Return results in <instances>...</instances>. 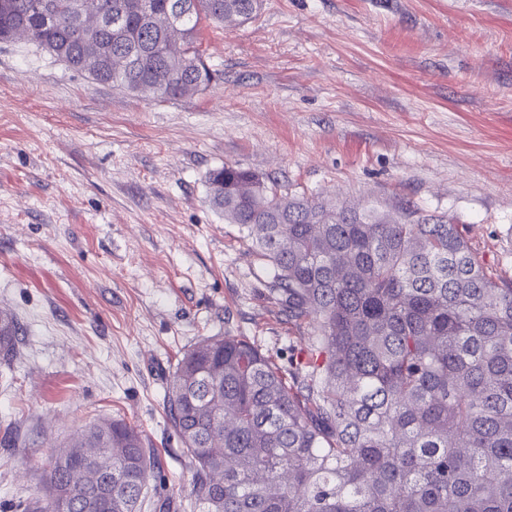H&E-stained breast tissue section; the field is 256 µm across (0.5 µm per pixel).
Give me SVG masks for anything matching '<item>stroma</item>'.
Wrapping results in <instances>:
<instances>
[{"label": "stroma", "instance_id": "35a3bbf8", "mask_svg": "<svg viewBox=\"0 0 512 512\" xmlns=\"http://www.w3.org/2000/svg\"><path fill=\"white\" fill-rule=\"evenodd\" d=\"M220 77L157 102L0 42V512L43 497L48 458L85 424L136 425L161 496L191 474L165 412L181 353L246 336L282 367L311 328L208 200L230 163L336 205L447 217L512 282V0H264L200 24ZM19 324L15 316L0 312V363H9L17 353Z\"/></svg>", "mask_w": 512, "mask_h": 512}]
</instances>
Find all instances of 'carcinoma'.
I'll list each match as a JSON object with an SVG mask.
<instances>
[{
  "mask_svg": "<svg viewBox=\"0 0 512 512\" xmlns=\"http://www.w3.org/2000/svg\"><path fill=\"white\" fill-rule=\"evenodd\" d=\"M144 3L156 22L133 0H91L124 21L89 51L72 0H0V42L22 36L95 83L165 101L217 77L196 47L201 20L246 22L262 6ZM206 183L314 339L291 384L244 336L182 354L166 412L193 491L162 512H512V283L486 272L457 225L409 203L338 207L231 164ZM19 330L0 312L1 362ZM159 472L136 426L98 420L54 451L43 498L16 512H141Z\"/></svg>",
  "mask_w": 512,
  "mask_h": 512,
  "instance_id": "1",
  "label": "carcinoma"
}]
</instances>
